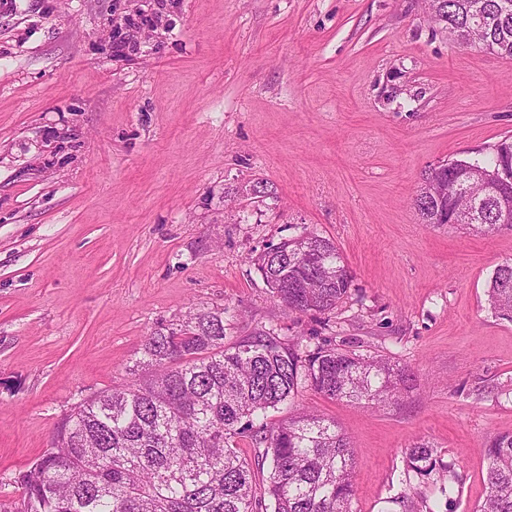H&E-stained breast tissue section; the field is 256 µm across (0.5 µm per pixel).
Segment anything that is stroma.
<instances>
[{"mask_svg": "<svg viewBox=\"0 0 512 512\" xmlns=\"http://www.w3.org/2000/svg\"><path fill=\"white\" fill-rule=\"evenodd\" d=\"M120 5L0 0V502L71 408L148 376L150 333L220 310L228 346L332 336L414 372L399 406L298 387L351 443L354 512L419 491L474 512L486 443L512 433V322L486 296L512 233L423 223L413 199L512 134V60L460 48L425 0H167L125 54ZM306 232L352 277L326 314L288 310L255 265ZM420 440L454 462V499L405 475Z\"/></svg>", "mask_w": 512, "mask_h": 512, "instance_id": "1", "label": "stroma"}]
</instances>
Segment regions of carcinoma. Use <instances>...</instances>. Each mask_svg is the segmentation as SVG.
<instances>
[{"mask_svg": "<svg viewBox=\"0 0 512 512\" xmlns=\"http://www.w3.org/2000/svg\"><path fill=\"white\" fill-rule=\"evenodd\" d=\"M431 20L465 49L512 59V0H432ZM512 136L475 156L426 173L414 207L425 224L445 213L480 234L512 232ZM267 285L290 310L335 309L352 279L336 245L313 233L277 244L257 258ZM490 307L512 321V263L487 289ZM142 364L157 369L125 388L97 394L58 422L51 446L15 483L21 496L0 512H353V450L336 425L299 407L276 423L259 419L291 402L307 379L331 400L399 404L413 387L407 366L358 355L325 339L312 350L261 330L224 346V313L199 310L145 340ZM246 436L254 461L233 439ZM486 495L475 512H512V434L490 439ZM269 464L257 486L255 471ZM405 474L434 477L459 495L455 463L427 442L405 451Z\"/></svg>", "mask_w": 512, "mask_h": 512, "instance_id": "cac0c4a2", "label": "carcinoma"}]
</instances>
